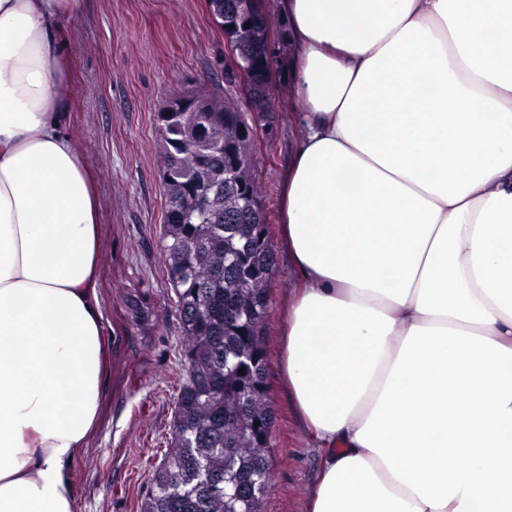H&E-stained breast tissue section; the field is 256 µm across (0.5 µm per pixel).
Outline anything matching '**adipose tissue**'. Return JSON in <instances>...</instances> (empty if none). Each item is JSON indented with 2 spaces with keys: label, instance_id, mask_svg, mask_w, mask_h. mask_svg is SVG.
I'll return each instance as SVG.
<instances>
[{
  "label": "adipose tissue",
  "instance_id": "obj_1",
  "mask_svg": "<svg viewBox=\"0 0 512 512\" xmlns=\"http://www.w3.org/2000/svg\"><path fill=\"white\" fill-rule=\"evenodd\" d=\"M280 353L306 512H512V0H276ZM83 0H0V512H79L107 344L68 124Z\"/></svg>",
  "mask_w": 512,
  "mask_h": 512
}]
</instances>
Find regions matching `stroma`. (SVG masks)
<instances>
[{
  "instance_id": "35a3bbf8",
  "label": "stroma",
  "mask_w": 512,
  "mask_h": 512,
  "mask_svg": "<svg viewBox=\"0 0 512 512\" xmlns=\"http://www.w3.org/2000/svg\"><path fill=\"white\" fill-rule=\"evenodd\" d=\"M269 99L255 121L275 274L267 318L268 399L275 423L266 512H304L320 453L288 408L280 376L283 303L295 285L281 246L280 186L295 143L288 120L286 23L275 0ZM69 124L100 191L106 248L99 296L111 366L101 423L74 464L81 512H141L153 469L170 441L182 382L181 331L164 276L165 199L157 114L176 89L224 86V31L208 0H85L68 28Z\"/></svg>"
}]
</instances>
